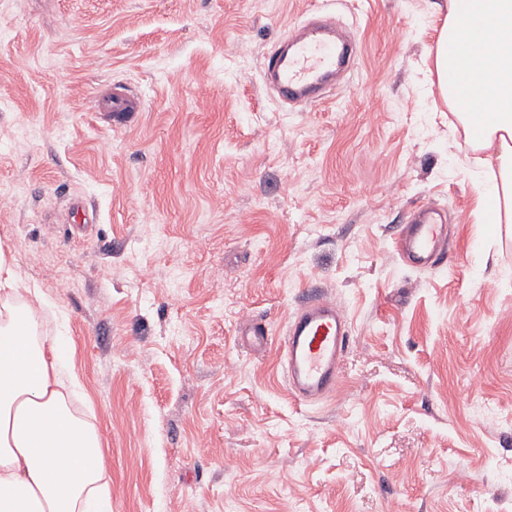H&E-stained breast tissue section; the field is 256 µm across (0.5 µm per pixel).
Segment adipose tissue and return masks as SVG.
Instances as JSON below:
<instances>
[{
    "label": "adipose tissue",
    "instance_id": "ef3b65f1",
    "mask_svg": "<svg viewBox=\"0 0 512 512\" xmlns=\"http://www.w3.org/2000/svg\"><path fill=\"white\" fill-rule=\"evenodd\" d=\"M448 11L434 63L448 93V43L474 67L479 88L453 110L463 127L485 116L488 130L465 144L494 168L481 185L487 221L512 222V0H446ZM37 289L19 279L0 253V512H112L101 461V436L76 416L70 398L78 385L64 368L56 341L37 340L30 311L15 306Z\"/></svg>",
    "mask_w": 512,
    "mask_h": 512
}]
</instances>
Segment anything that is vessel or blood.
Returning a JSON list of instances; mask_svg holds the SVG:
<instances>
[{
    "label": "vessel or blood",
    "mask_w": 512,
    "mask_h": 512,
    "mask_svg": "<svg viewBox=\"0 0 512 512\" xmlns=\"http://www.w3.org/2000/svg\"><path fill=\"white\" fill-rule=\"evenodd\" d=\"M335 13L316 12L295 25L284 46L266 58L265 83L285 104H311L335 90L336 72L349 65L359 47L352 38H337ZM98 110L124 118L140 112L144 103L134 93L117 87L100 96ZM445 210L434 203L412 209L396 239V248L408 264L433 269L448 257ZM349 341L348 321L331 299L323 296L304 302L288 321L282 359L293 395L304 402L331 397L338 385L340 364Z\"/></svg>",
    "instance_id": "vessel-or-blood-1"
}]
</instances>
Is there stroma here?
Instances as JSON below:
<instances>
[{"label":"stroma","instance_id":"stroma-1","mask_svg":"<svg viewBox=\"0 0 512 512\" xmlns=\"http://www.w3.org/2000/svg\"><path fill=\"white\" fill-rule=\"evenodd\" d=\"M443 2L0 0V249L67 347L112 512H512V227L481 223L432 83ZM318 10L357 64L282 107L264 58ZM115 83L145 103L122 124ZM427 202L452 221L421 270L395 238ZM315 293L351 336L305 404L280 345Z\"/></svg>","mask_w":512,"mask_h":512}]
</instances>
